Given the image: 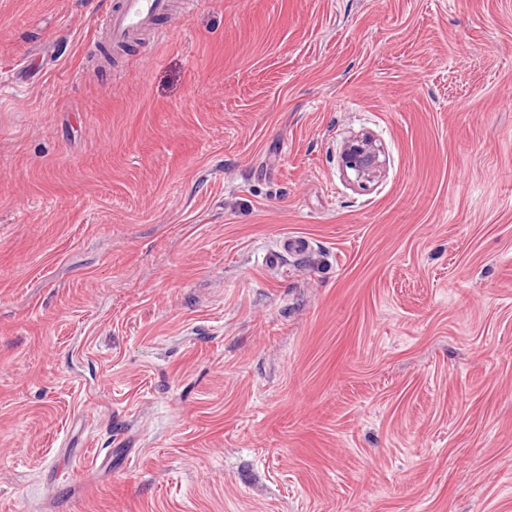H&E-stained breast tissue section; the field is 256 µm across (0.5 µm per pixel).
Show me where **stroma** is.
<instances>
[{"label": "stroma", "mask_w": 512, "mask_h": 512, "mask_svg": "<svg viewBox=\"0 0 512 512\" xmlns=\"http://www.w3.org/2000/svg\"><path fill=\"white\" fill-rule=\"evenodd\" d=\"M114 2L0 0V512H512V0ZM171 0H119L114 10L102 16L101 27L108 30L112 44L130 42L161 15H170ZM346 170L354 172L356 178H369L379 166V156L369 138H358L349 143L344 155Z\"/></svg>", "instance_id": "1"}]
</instances>
